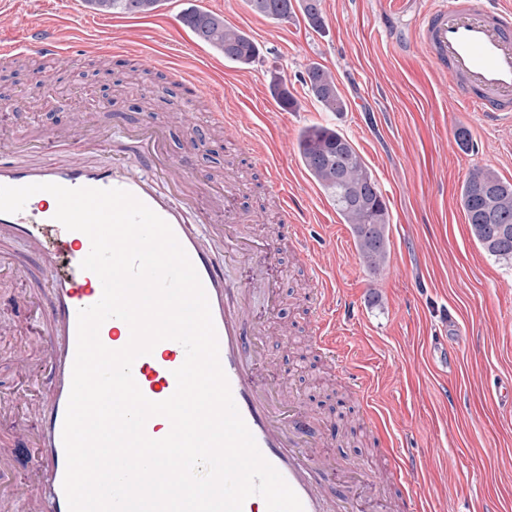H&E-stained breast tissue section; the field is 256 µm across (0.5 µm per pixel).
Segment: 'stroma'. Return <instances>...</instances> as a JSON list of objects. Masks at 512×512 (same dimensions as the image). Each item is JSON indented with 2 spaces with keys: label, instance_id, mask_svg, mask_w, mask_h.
Masks as SVG:
<instances>
[{
  "label": "stroma",
  "instance_id": "obj_1",
  "mask_svg": "<svg viewBox=\"0 0 512 512\" xmlns=\"http://www.w3.org/2000/svg\"><path fill=\"white\" fill-rule=\"evenodd\" d=\"M191 6L221 12L225 22L249 33L262 49L260 59L249 67L211 62V49L179 21ZM421 8L420 0H321L325 27L317 32L302 13L275 23L255 14L248 0H166L156 13L115 14L107 22L89 9L77 14L71 0H41L38 11L19 7L13 23L0 25V41L18 40L22 28L53 19L106 48L115 33L130 28L146 50L198 70L208 90L147 68L132 55H112L104 67L78 53L55 66L53 93L33 97L29 87L40 59L0 60V83H13L15 97L27 100L25 111L0 112V135L41 139L81 112L110 135L146 117L161 122L186 110L193 123L171 127V151L196 144L193 174L215 189L223 188L227 165L239 167L238 205L247 211L269 206L265 175L207 118L211 94L236 103L277 157L289 192L307 203L316 245L311 260L334 291L326 302L338 328L334 340L368 382L381 427L375 432L366 425L352 387L310 340L308 269L284 231L278 248H257L251 261L230 270L247 285L263 270L277 290L272 306L263 289L254 291L258 320L267 329L260 376H274L316 422L346 414L354 431H339L330 454L351 470L382 467L396 445L412 449L416 471L406 487L383 480L366 484L364 495L396 502L409 491L434 512H512V409L488 396L512 374V268L472 238L459 203L460 187L476 169L491 167L512 181V129L460 115L446 78L419 56L396 53L390 26L409 31ZM312 63L334 77L346 102L342 114L321 111L309 94L304 78ZM277 81L287 85L295 108L278 104L270 91ZM327 123L355 144L377 184L393 193L390 256L380 272L361 263L348 225L299 160L300 132ZM461 127L470 133L465 149L455 136ZM0 248L21 270L0 276V400L15 407L0 414V445H9L18 423H36L34 405L49 386L40 366L41 320L14 302L22 295L41 303L45 273L23 243ZM438 339L455 348L452 366L432 362L429 345Z\"/></svg>",
  "mask_w": 512,
  "mask_h": 512
}]
</instances>
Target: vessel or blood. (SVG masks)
I'll return each instance as SVG.
<instances>
[{"label":"vessel or blood","mask_w":512,"mask_h":512,"mask_svg":"<svg viewBox=\"0 0 512 512\" xmlns=\"http://www.w3.org/2000/svg\"><path fill=\"white\" fill-rule=\"evenodd\" d=\"M411 47L449 80L460 111L477 113L485 122L512 128V0H430L414 24ZM33 52L44 61L68 59L74 47L55 23L26 28L15 43L0 46V57ZM212 117L231 140L251 156L266 174L271 193L281 205V221L296 250L310 255L312 247L300 216L303 208L283 186L279 168L260 143L242 132L240 112L216 102ZM167 126L151 120L123 129L120 140L90 133L82 122L51 137L64 159L15 163L14 154L31 150V141L0 137V185L56 183L68 188H121L135 195L172 228L187 252L208 297L216 328L220 363L238 411L262 455L298 495L304 512H387V504L371 498L354 499L340 483L334 461L326 454L333 441L330 427L316 426L304 409L286 398L276 384L259 383L263 360L260 333L252 326L253 310L246 286L228 279L225 267L251 254V239L243 225L259 224V212L240 213L234 175L224 178V210L205 204L189 178L191 153L175 156L167 149ZM112 154L102 166L85 157L88 146ZM46 193L34 194L21 212L0 213V240L21 239L44 262L45 301L40 315L50 323L44 337L48 375L55 389L39 409L38 432L31 449V473L36 493L28 512H69L63 490L66 456L62 433L77 345V312L102 295L96 274L81 269L91 241L80 231L66 230L46 207ZM314 294L312 331L324 350H331L334 332L324 314L327 282L318 267L310 269ZM129 326L112 319L100 327L99 338L112 350L130 340ZM185 360L182 345L157 343L151 354L139 356L132 374L143 395L152 401L169 398L176 389L173 375Z\"/></svg>","instance_id":"obj_1"}]
</instances>
